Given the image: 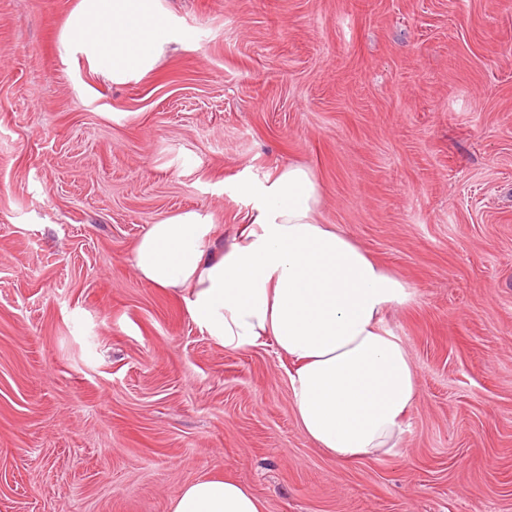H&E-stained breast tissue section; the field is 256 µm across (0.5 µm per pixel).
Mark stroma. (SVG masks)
Wrapping results in <instances>:
<instances>
[{
	"label": "stroma",
	"instance_id": "stroma-1",
	"mask_svg": "<svg viewBox=\"0 0 512 512\" xmlns=\"http://www.w3.org/2000/svg\"><path fill=\"white\" fill-rule=\"evenodd\" d=\"M78 2L0 0V512H169L211 471L267 512H512V0H162L129 83L62 56ZM288 163L410 286L391 454L326 455L273 343L130 263L184 210L233 236Z\"/></svg>",
	"mask_w": 512,
	"mask_h": 512
}]
</instances>
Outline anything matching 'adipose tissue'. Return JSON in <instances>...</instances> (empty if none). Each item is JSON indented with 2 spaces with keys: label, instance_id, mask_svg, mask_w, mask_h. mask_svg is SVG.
I'll list each match as a JSON object with an SVG mask.
<instances>
[{
  "label": "adipose tissue",
  "instance_id": "adipose-tissue-1",
  "mask_svg": "<svg viewBox=\"0 0 512 512\" xmlns=\"http://www.w3.org/2000/svg\"><path fill=\"white\" fill-rule=\"evenodd\" d=\"M170 41L161 0H79L60 47L124 83L150 72ZM249 192V230L222 244L208 214L170 216L135 243V269L185 294L189 316L224 349L269 340L288 356L296 418L318 448L342 462L390 453L419 397L409 354L385 323L390 308L408 301V283L346 230L318 222L310 169L276 166ZM170 512H265V505L247 485L207 473L179 490Z\"/></svg>",
  "mask_w": 512,
  "mask_h": 512
}]
</instances>
